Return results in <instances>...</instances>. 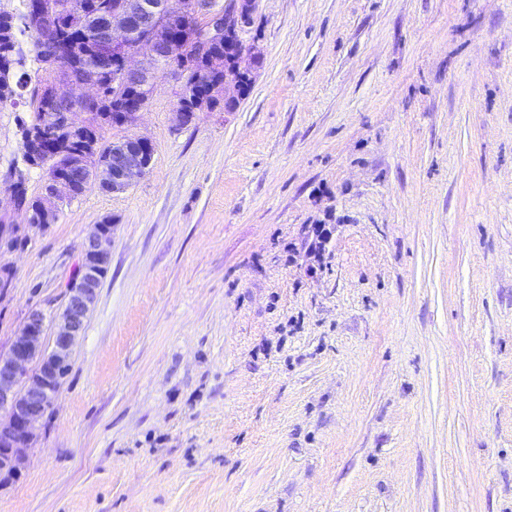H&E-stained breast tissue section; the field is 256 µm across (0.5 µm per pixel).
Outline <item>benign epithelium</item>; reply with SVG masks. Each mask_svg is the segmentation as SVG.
<instances>
[{
    "label": "benign epithelium",
    "mask_w": 512,
    "mask_h": 512,
    "mask_svg": "<svg viewBox=\"0 0 512 512\" xmlns=\"http://www.w3.org/2000/svg\"><path fill=\"white\" fill-rule=\"evenodd\" d=\"M254 2L227 0L218 7L215 0H192L190 9L203 21L199 40L203 43L207 69L213 75L224 74V85L213 83L205 94L199 91L197 82L180 78L175 111L179 125L189 124L209 95H224V111L233 112L247 94L253 83V71L262 64L260 52L241 38L253 23ZM187 9L185 0H114L112 8L88 16L75 13L71 0H33L32 18L46 33L42 51L56 76L44 87L42 118L31 127L26 139L30 165L44 169L47 182L46 195L28 212L25 221L37 217L46 224L54 222L55 201L77 197L86 183H96L112 193L129 190L148 173L154 153L149 138L133 136L114 142L109 161L99 163L96 139L85 140L77 148L59 142L60 129L85 130L91 117L103 111L108 102L106 87L66 69L67 61L77 54V47L57 39L56 28L77 24L86 28L96 41L112 46V58L97 60L95 69L110 72L109 87L112 102L118 107L117 122L133 125L154 88L155 66L165 60L166 52L180 38L178 20ZM138 42L154 49L152 57L136 49ZM219 43L224 44V51L210 50V46ZM79 114L85 115L81 123L76 121ZM111 240L112 230L107 225H94L84 239V255L110 258ZM99 288L98 270L82 268L80 286L69 289L65 308L55 321L52 349H47L43 342L45 315L33 308L9 350L0 352V438L10 443L0 447V471L17 474L23 468L32 433L51 403L61 369L71 361Z\"/></svg>",
    "instance_id": "obj_1"
}]
</instances>
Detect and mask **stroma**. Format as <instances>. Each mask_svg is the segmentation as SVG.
Here are the masks:
<instances>
[{
  "instance_id": "1",
  "label": "stroma",
  "mask_w": 512,
  "mask_h": 512,
  "mask_svg": "<svg viewBox=\"0 0 512 512\" xmlns=\"http://www.w3.org/2000/svg\"><path fill=\"white\" fill-rule=\"evenodd\" d=\"M235 111L0 256V348L111 260L0 512H512V0H256ZM30 91L0 107L6 178ZM107 224H95L93 231L84 239V256H94L101 259H110V252L107 246L112 240V230L107 226L112 224L110 220Z\"/></svg>"
}]
</instances>
